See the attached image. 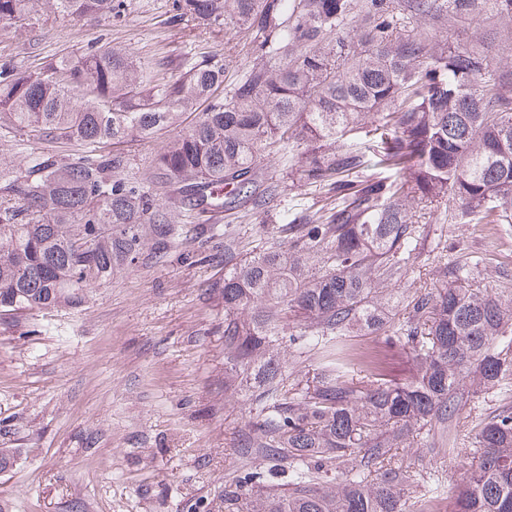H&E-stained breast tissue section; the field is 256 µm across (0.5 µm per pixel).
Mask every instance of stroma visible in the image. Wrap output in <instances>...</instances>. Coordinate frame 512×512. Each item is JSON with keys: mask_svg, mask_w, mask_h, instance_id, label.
Here are the masks:
<instances>
[{"mask_svg": "<svg viewBox=\"0 0 512 512\" xmlns=\"http://www.w3.org/2000/svg\"><path fill=\"white\" fill-rule=\"evenodd\" d=\"M119 15L74 21L55 16L19 28L0 20V66L20 74L63 52L97 41L124 45L159 76H179L188 57L218 52L226 80L252 65L246 37L212 38L172 19V0H119ZM121 145L123 172L157 196L173 227L167 248L146 244L135 262L90 289L78 307L0 316V448H16L15 467L0 474V512H224V484L245 459L234 448L254 414L249 397L224 389V247L259 250L289 212L319 207L318 190L290 188L287 152L265 170L276 197L262 213L245 203L219 224L197 223L177 186L152 175L153 159L174 137ZM111 143H42L0 129V165L26 171L34 156L67 163L111 151ZM477 264L481 282L497 287L512 268V236L491 226L434 224L405 287L434 281L438 259ZM512 407V390L479 400L453 449L427 453L426 471L451 512L460 476L457 449L479 418Z\"/></svg>", "mask_w": 512, "mask_h": 512, "instance_id": "obj_1", "label": "stroma"}]
</instances>
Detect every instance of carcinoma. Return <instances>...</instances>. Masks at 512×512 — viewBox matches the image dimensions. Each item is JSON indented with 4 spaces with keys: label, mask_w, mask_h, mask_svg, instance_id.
Wrapping results in <instances>:
<instances>
[{
    "label": "carcinoma",
    "mask_w": 512,
    "mask_h": 512,
    "mask_svg": "<svg viewBox=\"0 0 512 512\" xmlns=\"http://www.w3.org/2000/svg\"><path fill=\"white\" fill-rule=\"evenodd\" d=\"M114 0H0V19L102 17ZM172 19L250 39L256 62L222 97L212 53L172 79L123 46L96 42L19 75L0 69V127L46 142L120 145L194 115L154 162L198 206L268 208L266 156L288 147L291 187L330 202L288 215L246 259L224 252V391L255 415L239 455L286 465L273 483L249 470L224 483V512H434L435 491L395 462L456 431L481 394L512 385V288L440 263L431 286L402 287L424 225L498 224L512 234V0H174ZM475 24L457 41L459 26ZM84 99L71 105L72 95ZM124 156L64 163L42 153L0 188V310L76 306L172 227ZM97 237L95 253L76 244ZM296 318L290 329L282 314ZM383 332L410 351L399 382L359 360L348 338ZM323 363L285 384L280 351ZM451 512H512V408L470 436Z\"/></svg>",
    "instance_id": "carcinoma-1"
}]
</instances>
